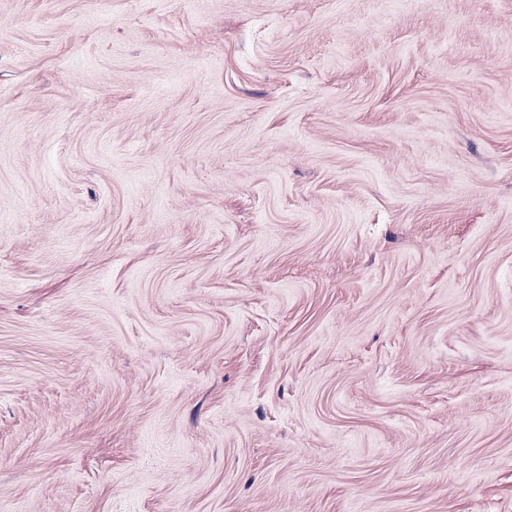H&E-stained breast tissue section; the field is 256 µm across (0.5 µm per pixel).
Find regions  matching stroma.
I'll use <instances>...</instances> for the list:
<instances>
[{
    "instance_id": "35a3bbf8",
    "label": "stroma",
    "mask_w": 512,
    "mask_h": 512,
    "mask_svg": "<svg viewBox=\"0 0 512 512\" xmlns=\"http://www.w3.org/2000/svg\"><path fill=\"white\" fill-rule=\"evenodd\" d=\"M0 512H512V0H0Z\"/></svg>"
}]
</instances>
